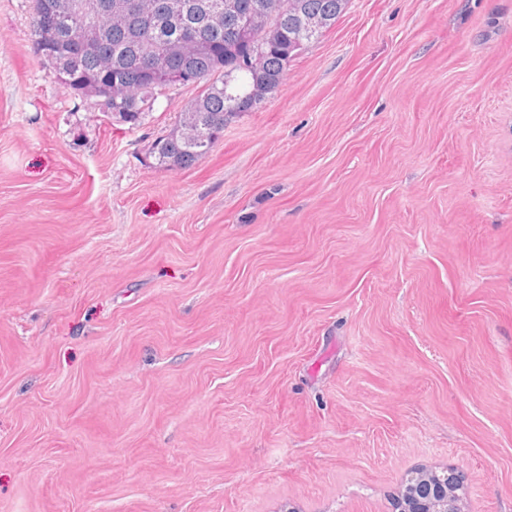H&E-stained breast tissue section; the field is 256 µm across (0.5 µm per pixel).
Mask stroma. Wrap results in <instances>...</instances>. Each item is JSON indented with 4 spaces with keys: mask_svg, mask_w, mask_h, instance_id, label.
I'll list each match as a JSON object with an SVG mask.
<instances>
[{
    "mask_svg": "<svg viewBox=\"0 0 512 512\" xmlns=\"http://www.w3.org/2000/svg\"><path fill=\"white\" fill-rule=\"evenodd\" d=\"M0 0V512H512V0H349L157 163ZM420 471L411 470L402 479L406 499L395 503L398 512H461V506L451 501V491L461 478L460 473L453 467L441 469L430 475L418 474Z\"/></svg>",
    "mask_w": 512,
    "mask_h": 512,
    "instance_id": "1",
    "label": "stroma"
}]
</instances>
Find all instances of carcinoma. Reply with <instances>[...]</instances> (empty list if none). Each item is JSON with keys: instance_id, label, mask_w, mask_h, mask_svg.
Here are the masks:
<instances>
[{"instance_id": "cac0c4a2", "label": "carcinoma", "mask_w": 512, "mask_h": 512, "mask_svg": "<svg viewBox=\"0 0 512 512\" xmlns=\"http://www.w3.org/2000/svg\"><path fill=\"white\" fill-rule=\"evenodd\" d=\"M85 0L87 14L68 10L72 0H33L35 51L56 80L74 92L111 91L117 122L135 126L169 87L195 86L200 94L183 113L181 130L161 137L153 153L162 166L187 167L205 156L224 126L259 109L281 85L288 63L331 26L348 0H112V10ZM246 20L248 35L226 30V15ZM194 71L200 81L174 78L165 86L155 72Z\"/></svg>"}]
</instances>
